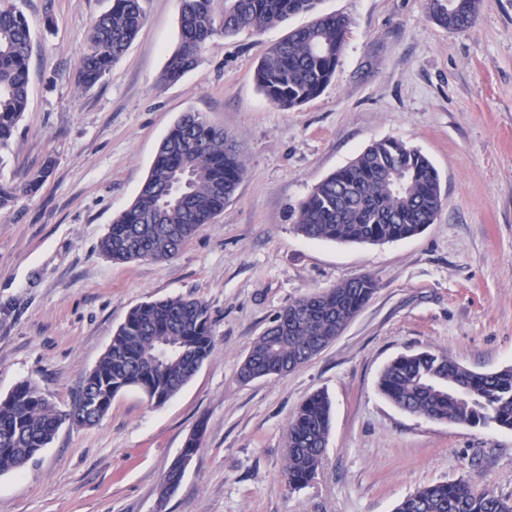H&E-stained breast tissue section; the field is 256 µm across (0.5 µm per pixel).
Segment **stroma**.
Returning <instances> with one entry per match:
<instances>
[{
	"mask_svg": "<svg viewBox=\"0 0 512 512\" xmlns=\"http://www.w3.org/2000/svg\"><path fill=\"white\" fill-rule=\"evenodd\" d=\"M111 5L18 0L33 33L29 101L0 153V180L54 166L0 212V396L30 379L68 409L145 301L204 300L216 347L165 404L130 387L99 423L62 426L25 468L0 475V512H393L418 489L458 479L512 499V431L431 421L378 389L388 363L425 350L475 372L512 365V0H482L463 32L438 25L430 0H320L319 12L349 19V33L330 84L292 110L267 99L254 71L310 15L213 36L197 68L164 83L178 0H142L128 51L94 87H78L88 33ZM187 112L235 140L247 165L235 194L172 259L106 258L109 224ZM391 138L437 169L434 223L380 245L299 234L312 188ZM361 274L378 288L334 342L287 375L240 380L284 306ZM321 390L332 403L326 452L294 490L282 479L288 424ZM197 430L180 487L160 501Z\"/></svg>",
	"mask_w": 512,
	"mask_h": 512,
	"instance_id": "1",
	"label": "stroma"
}]
</instances>
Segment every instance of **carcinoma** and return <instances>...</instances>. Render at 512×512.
Returning a JSON list of instances; mask_svg holds the SVG:
<instances>
[{
    "instance_id": "obj_1",
    "label": "carcinoma",
    "mask_w": 512,
    "mask_h": 512,
    "mask_svg": "<svg viewBox=\"0 0 512 512\" xmlns=\"http://www.w3.org/2000/svg\"><path fill=\"white\" fill-rule=\"evenodd\" d=\"M179 0L180 45L169 57L161 81L194 70L206 41L243 29L260 31L299 13H313L319 0ZM458 30L472 28L480 0H456ZM144 22L141 0H113L88 36L79 81L92 87L127 50ZM350 22L341 14L318 15L288 34L260 61L255 81L268 100L282 109L316 97L332 79ZM32 33L15 0H0V151L9 146L29 100L28 66ZM53 166L20 183L0 182V210L40 188ZM246 172V165L224 129L201 114L182 115L161 141L149 174L135 200L100 242L114 261L162 260L176 255L198 227L224 211ZM441 207L439 176L419 150L396 139L368 146L348 165L316 184L302 203L295 224L313 240L382 244L413 237L433 223ZM376 290L361 275L310 293L311 310L290 314L285 307L277 326L249 348L245 363L266 377L285 365L299 369L336 339L337 326L353 319ZM215 340L208 304L199 298L168 297L130 310L112 336L82 392L105 416L114 398L128 387L141 389L156 405L179 393L196 365L212 355ZM379 391L412 414L471 427L494 424L512 431V366L474 372L431 351L402 355L382 370ZM463 390L466 399L454 392ZM64 411L46 399L38 384L23 380L0 400V474L18 471L53 441ZM331 400L324 392L307 398L293 414L286 437L283 478L300 489L315 476L326 448ZM394 512H512V499L477 490L458 479L427 485L402 499Z\"/></svg>"
}]
</instances>
